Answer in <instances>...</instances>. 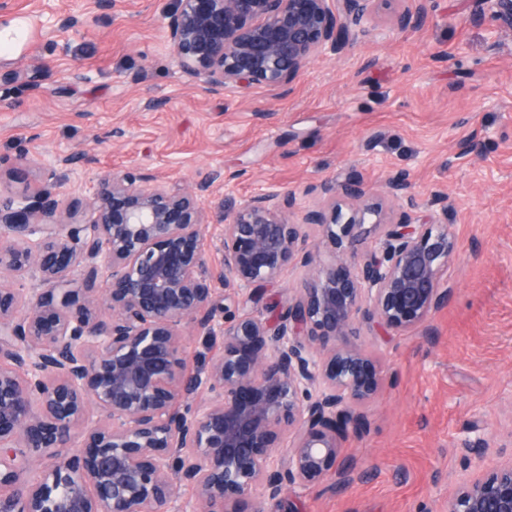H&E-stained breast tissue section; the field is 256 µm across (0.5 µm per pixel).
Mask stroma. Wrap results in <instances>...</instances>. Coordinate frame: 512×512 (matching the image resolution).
<instances>
[{
  "instance_id": "1",
  "label": "stroma",
  "mask_w": 512,
  "mask_h": 512,
  "mask_svg": "<svg viewBox=\"0 0 512 512\" xmlns=\"http://www.w3.org/2000/svg\"><path fill=\"white\" fill-rule=\"evenodd\" d=\"M174 4L0 0V30L17 32L0 44V169L27 155L31 188L77 198L107 170L200 191L218 168L206 209L277 189L295 193L294 222L326 208L323 184L354 175L394 223L406 208L386 182L405 172L456 238L454 294L426 334L364 329L383 381L363 433L340 449L355 479L290 493L283 512H444L462 447L512 441V31L473 18L471 0H428L427 19L401 33L384 9L288 87L213 93L168 50ZM56 12L79 26L53 27ZM37 63L40 90L7 84Z\"/></svg>"
}]
</instances>
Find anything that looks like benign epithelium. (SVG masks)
<instances>
[{"instance_id": "obj_1", "label": "benign epithelium", "mask_w": 512, "mask_h": 512, "mask_svg": "<svg viewBox=\"0 0 512 512\" xmlns=\"http://www.w3.org/2000/svg\"><path fill=\"white\" fill-rule=\"evenodd\" d=\"M342 2L343 19L330 0H176L167 44L209 91L281 88L314 55L349 49L381 0ZM475 16L512 30V0H477ZM426 17L418 0L391 29ZM29 172L22 157L9 177ZM387 188L417 207L406 174ZM323 191L340 201L302 223L287 219L291 192L222 216L219 276L198 196L135 169L91 179L84 204L52 183L0 191V270L15 277L0 286V512H273L332 470L350 481L341 444L362 433L380 381L361 329L426 330L453 293L457 243L435 211L386 223L358 178ZM306 224L321 227L327 259L307 249ZM367 224L383 231L364 250ZM292 264L307 268L301 287L263 318L252 304ZM187 327L224 337L196 373ZM466 452L474 477L448 512H512V458Z\"/></svg>"}]
</instances>
